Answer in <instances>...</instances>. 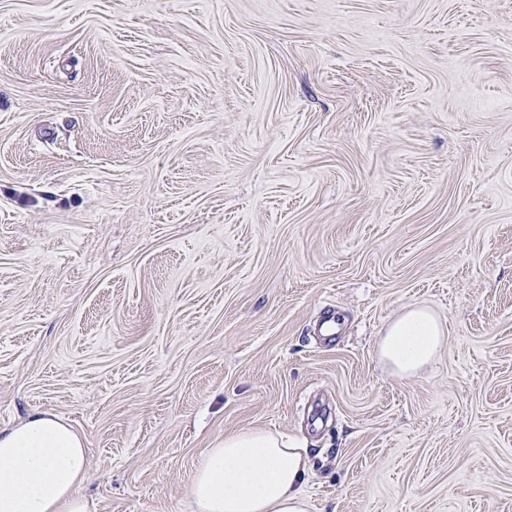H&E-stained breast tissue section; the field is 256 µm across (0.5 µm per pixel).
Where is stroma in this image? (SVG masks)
<instances>
[{"instance_id": "obj_1", "label": "stroma", "mask_w": 512, "mask_h": 512, "mask_svg": "<svg viewBox=\"0 0 512 512\" xmlns=\"http://www.w3.org/2000/svg\"><path fill=\"white\" fill-rule=\"evenodd\" d=\"M42 411L89 512H188L243 429L308 512H512V0H0V428ZM444 336L443 327L431 311L411 307L385 328L378 342L379 356L395 374L409 377L434 359Z\"/></svg>"}]
</instances>
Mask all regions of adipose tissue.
Returning a JSON list of instances; mask_svg holds the SVG:
<instances>
[{
  "label": "adipose tissue",
  "instance_id": "obj_1",
  "mask_svg": "<svg viewBox=\"0 0 512 512\" xmlns=\"http://www.w3.org/2000/svg\"><path fill=\"white\" fill-rule=\"evenodd\" d=\"M444 336L431 311L412 307L387 325L379 356L409 377L434 359ZM89 470L81 436L55 414L38 412L0 429V512H88L79 488ZM306 470V452L288 432L237 431L201 457L189 512H307Z\"/></svg>",
  "mask_w": 512,
  "mask_h": 512
}]
</instances>
